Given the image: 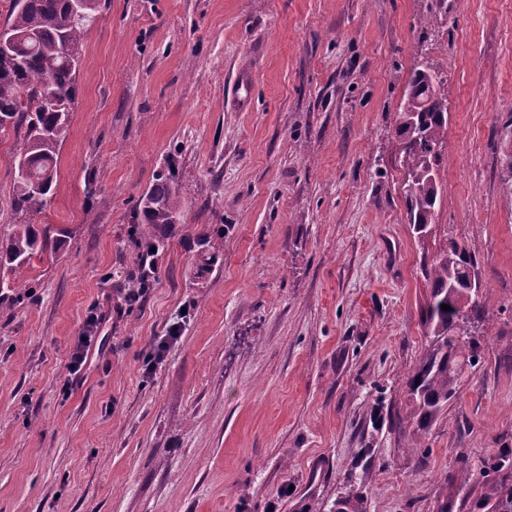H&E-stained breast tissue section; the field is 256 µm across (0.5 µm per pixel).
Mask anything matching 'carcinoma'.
Here are the masks:
<instances>
[{
    "mask_svg": "<svg viewBox=\"0 0 512 512\" xmlns=\"http://www.w3.org/2000/svg\"><path fill=\"white\" fill-rule=\"evenodd\" d=\"M5 28L17 37L10 54L0 57V132L24 131L13 166L12 206L17 213L39 212L57 178V156L76 102V74L85 31L99 0H85L86 17L70 16L68 0H9ZM442 73L422 61L408 82L399 112L404 136L405 204L410 223L422 233L432 223L440 199L435 180L441 146L448 135V103L439 92ZM502 181L512 191V113L500 129ZM182 201L175 174L157 176L140 197L132 238L149 255L176 230ZM199 269L206 272L224 251V241L202 238ZM47 236L35 225L13 224L0 237V270L18 274L32 256L46 250ZM431 298L425 309L430 344L409 375L411 422L429 429L448 401L458 397L466 369L475 366L476 342L469 323L480 309V280L474 255L456 241L427 270ZM450 306V310L441 305ZM490 492L481 508L512 512V449L482 461ZM334 512H364L363 496L336 498Z\"/></svg>",
    "mask_w": 512,
    "mask_h": 512,
    "instance_id": "cac0c4a2",
    "label": "carcinoma"
}]
</instances>
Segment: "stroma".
I'll return each mask as SVG.
<instances>
[{"label":"stroma","instance_id":"obj_1","mask_svg":"<svg viewBox=\"0 0 512 512\" xmlns=\"http://www.w3.org/2000/svg\"><path fill=\"white\" fill-rule=\"evenodd\" d=\"M422 59L448 101L423 236L396 133ZM509 112L512 0H102L31 217L0 136V235L62 237L0 297V512H330L352 489L365 512H481V461L512 448ZM169 172L181 224L131 304L135 204ZM205 235L224 251L201 274ZM452 237L483 284L478 361L420 434L405 381ZM500 160L502 181L512 192V113L509 112L507 120L499 132Z\"/></svg>","mask_w":512,"mask_h":512}]
</instances>
